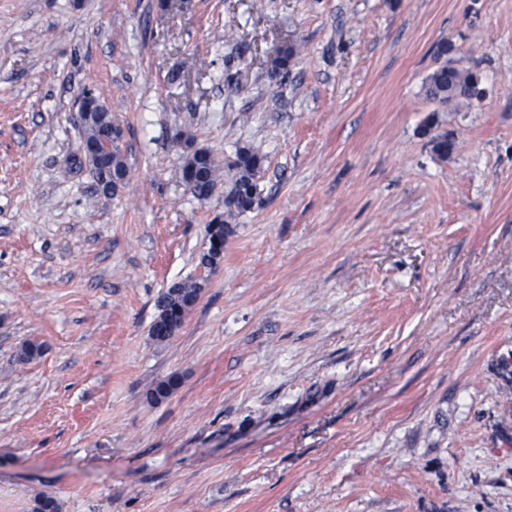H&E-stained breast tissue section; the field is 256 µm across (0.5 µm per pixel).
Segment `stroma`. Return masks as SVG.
Wrapping results in <instances>:
<instances>
[{"label": "stroma", "instance_id": "1", "mask_svg": "<svg viewBox=\"0 0 512 512\" xmlns=\"http://www.w3.org/2000/svg\"><path fill=\"white\" fill-rule=\"evenodd\" d=\"M160 2L0 0V512H512V0ZM444 62L482 98L437 108ZM242 146L262 201L205 267L183 157ZM86 125L82 126V143L86 145H98L105 141H117L112 145V150L92 158L88 163L86 156H73V164L82 169L87 167L93 177L100 184H112L113 181L122 182L127 175L126 159L120 147L121 130L114 125L112 113L93 110ZM80 145V147H81ZM83 151L91 150V147L82 146ZM202 285L192 281L178 282L168 288L158 301V314L149 334L159 344L170 341L181 328L186 313L195 305Z\"/></svg>", "mask_w": 512, "mask_h": 512}]
</instances>
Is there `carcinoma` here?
Returning <instances> with one entry per match:
<instances>
[{
  "mask_svg": "<svg viewBox=\"0 0 512 512\" xmlns=\"http://www.w3.org/2000/svg\"><path fill=\"white\" fill-rule=\"evenodd\" d=\"M474 71L459 69L446 63L431 72L425 82L426 96L442 107L460 97H479L472 84ZM116 141L112 150L87 161L86 156H73V164L88 168L99 183L121 182L127 175L126 159L119 141L121 130L114 125L111 112H97L89 116L82 128V143L98 145L105 141ZM264 161L262 151L255 147L236 150L234 159L227 164L231 172L229 188L224 196V207L228 217L242 215L259 204L261 190L258 174ZM220 165L214 155L206 149L189 153L183 162L182 179L190 193L199 200L208 199L214 189ZM202 285L192 281L178 282L167 289L158 301V314L149 334L163 344L170 341L181 328L186 313L195 305Z\"/></svg>",
  "mask_w": 512,
  "mask_h": 512,
  "instance_id": "cac0c4a2",
  "label": "carcinoma"
}]
</instances>
